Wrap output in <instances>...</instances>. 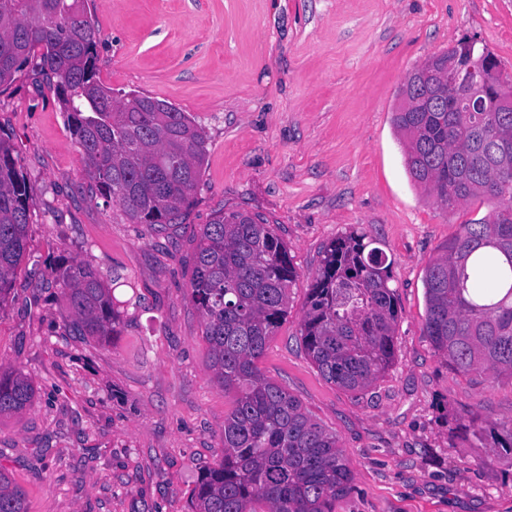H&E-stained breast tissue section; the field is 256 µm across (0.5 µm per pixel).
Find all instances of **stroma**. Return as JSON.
<instances>
[{"instance_id": "obj_1", "label": "stroma", "mask_w": 512, "mask_h": 512, "mask_svg": "<svg viewBox=\"0 0 512 512\" xmlns=\"http://www.w3.org/2000/svg\"><path fill=\"white\" fill-rule=\"evenodd\" d=\"M99 78L188 112L208 137L199 188L162 234L92 195L61 105L32 54L0 91L29 188L15 292L0 308V367L34 382L0 417V467L30 512H190L221 456L234 392L208 367L189 295L203 224L245 210L269 221L299 278L258 367L336 435L352 475L335 512H512V454L474 425L512 426V379L449 369L423 332L425 269L474 197L449 210L405 166L392 122L407 75L477 37L512 76V0H88ZM387 255L399 319L395 360L370 387L327 382L299 343L307 282L350 232ZM119 274L111 343L74 335L53 286L59 262Z\"/></svg>"}]
</instances>
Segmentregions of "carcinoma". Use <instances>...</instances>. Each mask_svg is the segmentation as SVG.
<instances>
[{"instance_id":"cac0c4a2","label":"carcinoma","mask_w":512,"mask_h":512,"mask_svg":"<svg viewBox=\"0 0 512 512\" xmlns=\"http://www.w3.org/2000/svg\"><path fill=\"white\" fill-rule=\"evenodd\" d=\"M98 27L85 0H0V87L41 49V70L81 151L92 192L130 224L161 233L182 220L208 155L203 128L164 101L115 94L97 78ZM441 85L419 105L392 113L407 138L405 166L452 210L477 195L496 201L489 218L460 226L425 270L424 333L455 371L512 378V112L437 111ZM30 224L28 188L10 140L0 137V305L12 293ZM298 272L286 244L256 214L220 211L200 231L190 297L205 321L209 367L238 397L224 417V451L190 493L191 512H334L352 489L335 436L256 361L286 321ZM64 327L101 343L119 314L98 270L59 265ZM383 252L351 232L330 242L308 288L300 344L323 378L348 391L370 386L392 364L396 290ZM35 397L30 378L0 369V416ZM0 512H29L28 494L0 467Z\"/></svg>"}]
</instances>
